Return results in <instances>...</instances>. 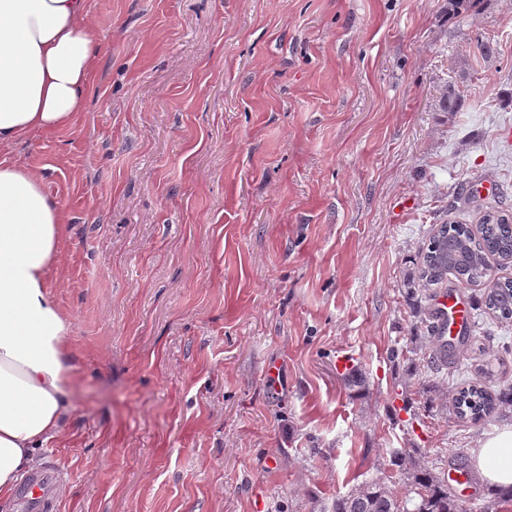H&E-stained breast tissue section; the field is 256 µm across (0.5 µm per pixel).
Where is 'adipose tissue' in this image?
<instances>
[{
    "instance_id": "ef3b65f1",
    "label": "adipose tissue",
    "mask_w": 512,
    "mask_h": 512,
    "mask_svg": "<svg viewBox=\"0 0 512 512\" xmlns=\"http://www.w3.org/2000/svg\"><path fill=\"white\" fill-rule=\"evenodd\" d=\"M89 0H0V149L83 111L101 48ZM66 222L38 172L0 156V500L60 435L77 381L70 322L51 285ZM492 487L512 489V426L479 442Z\"/></svg>"
}]
</instances>
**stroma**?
<instances>
[{"label": "stroma", "mask_w": 512, "mask_h": 512, "mask_svg": "<svg viewBox=\"0 0 512 512\" xmlns=\"http://www.w3.org/2000/svg\"><path fill=\"white\" fill-rule=\"evenodd\" d=\"M85 112L9 157L66 210L77 364L58 512H333L436 472L512 407V325L454 364L407 294L435 225L512 208V0H90ZM458 112L435 103L445 85ZM362 378L350 384L351 376ZM505 405L512 406V387L490 390L477 379L461 383L451 400L455 417L474 421L490 417Z\"/></svg>", "instance_id": "stroma-1"}]
</instances>
